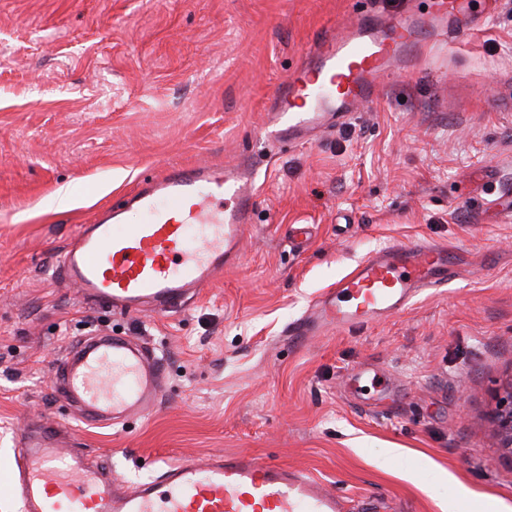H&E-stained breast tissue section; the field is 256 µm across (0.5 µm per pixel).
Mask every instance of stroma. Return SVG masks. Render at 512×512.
Instances as JSON below:
<instances>
[{
  "label": "stroma",
  "instance_id": "1",
  "mask_svg": "<svg viewBox=\"0 0 512 512\" xmlns=\"http://www.w3.org/2000/svg\"><path fill=\"white\" fill-rule=\"evenodd\" d=\"M471 8L373 108L277 148L259 135L276 88L360 0H0V473L45 416L127 482L228 452L310 474L344 512H512L495 417L512 382V0ZM246 153L256 225L198 298L120 316L55 274L77 224L144 176ZM61 187L70 207H47ZM294 224L313 227L299 248ZM423 242L472 275L363 328L289 335L369 251ZM94 334L165 363L157 409L122 430L54 392L59 352Z\"/></svg>",
  "mask_w": 512,
  "mask_h": 512
}]
</instances>
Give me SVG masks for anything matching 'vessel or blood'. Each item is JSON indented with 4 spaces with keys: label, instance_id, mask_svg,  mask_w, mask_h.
<instances>
[{
    "label": "vessel or blood",
    "instance_id": "obj_1",
    "mask_svg": "<svg viewBox=\"0 0 512 512\" xmlns=\"http://www.w3.org/2000/svg\"><path fill=\"white\" fill-rule=\"evenodd\" d=\"M345 33H328L277 89L264 137L305 143L370 107L380 81L423 33L465 23L468 0H432L433 11L382 17L366 0ZM256 175L239 166L197 165L141 181L91 223L79 225L57 254L58 275L85 301L116 314L167 313L185 305L236 264L255 222ZM141 221L126 223L127 212ZM463 266L445 247L391 245L367 253L327 289L293 336L323 327L360 328L404 313L423 291L442 288ZM164 385L161 358L128 336H94L64 350L55 386L90 426H117L145 416ZM0 495L22 512H342L324 484L288 467L236 453L165 461L158 477L126 485L108 457L91 459L71 426L38 421L19 435Z\"/></svg>",
    "mask_w": 512,
    "mask_h": 512
}]
</instances>
